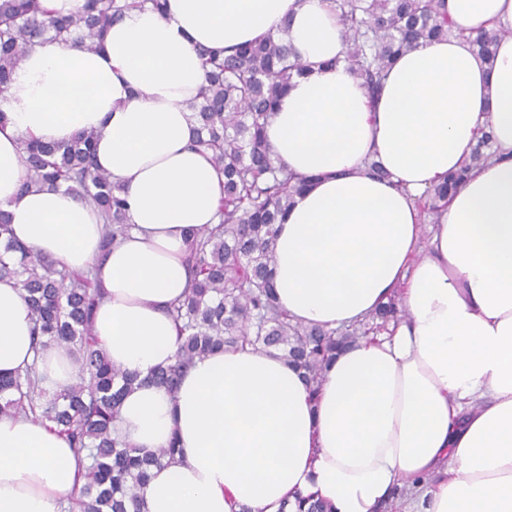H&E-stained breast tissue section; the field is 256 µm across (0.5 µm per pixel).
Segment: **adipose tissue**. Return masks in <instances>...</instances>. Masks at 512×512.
<instances>
[{
  "label": "adipose tissue",
  "instance_id": "ef3b65f1",
  "mask_svg": "<svg viewBox=\"0 0 512 512\" xmlns=\"http://www.w3.org/2000/svg\"><path fill=\"white\" fill-rule=\"evenodd\" d=\"M334 0H167L112 25L101 47H32L0 93V208L13 235L72 270L92 269L93 331L142 384L117 428L137 448L177 442L141 512H380L408 487L410 512H512V0H443L459 27L504 31L493 62L451 36L398 56L377 99L343 61ZM286 37L307 63L266 134L276 159L312 177L279 225L272 268L295 322L335 329L390 295L408 311L391 334L342 349L317 400L265 349L217 350L176 392L150 383L169 363L168 310L189 286L191 239L216 224L222 179L195 150L188 107L213 51ZM97 133L98 169L119 183L130 230L102 250V221L64 189L21 191L24 141ZM494 162L472 171L437 224L417 198L458 169L483 132ZM36 367L73 380L56 348L35 351L21 289L0 280V376ZM66 438L0 417V512H61L84 484ZM429 474V485L414 477Z\"/></svg>",
  "mask_w": 512,
  "mask_h": 512
}]
</instances>
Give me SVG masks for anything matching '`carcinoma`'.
Instances as JSON below:
<instances>
[{"instance_id":"carcinoma-1","label":"carcinoma","mask_w":512,"mask_h":512,"mask_svg":"<svg viewBox=\"0 0 512 512\" xmlns=\"http://www.w3.org/2000/svg\"><path fill=\"white\" fill-rule=\"evenodd\" d=\"M335 2L344 61L372 99L378 97L386 70L398 55L464 35L440 11V0ZM148 3L158 11L163 8L162 0H85L80 14L61 16L41 0H0V92L35 44L57 42L94 50L114 21ZM503 36L479 28L469 32L468 40L490 63ZM198 53L205 83L198 100L189 105L197 124L195 146L211 155L224 177V196L219 223L191 242V284L169 309L179 329L178 348L153 381L174 392L195 358L222 347H251L280 353L302 372L314 395L339 348L388 330L390 323L403 318V310L391 298L364 320L327 330L297 323L279 306L272 279L276 225L312 179L275 164L265 127L306 64L288 41L273 36L224 56L204 48ZM95 140L94 132L80 131L66 142H24L22 189L63 187L97 209L107 249L131 228L129 204L122 188L97 169ZM493 159L492 136L485 132L462 166L419 201L422 223H438L472 170ZM5 278L22 289L37 344L64 352L76 367V379L59 391L50 390L42 386L34 366L0 378V416L30 417L64 436L77 456L85 458L86 482L71 498L78 512H140L138 487L153 468L176 463L177 448L172 444L145 452L116 433L122 398L137 376L112 365L93 333L101 293L92 272L67 271L9 236V215L0 209V279Z\"/></svg>"}]
</instances>
